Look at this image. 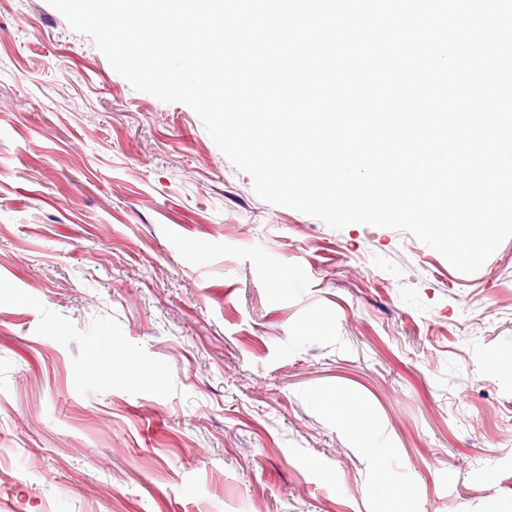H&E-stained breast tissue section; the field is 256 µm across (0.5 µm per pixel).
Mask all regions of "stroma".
<instances>
[{"label":"stroma","mask_w":512,"mask_h":512,"mask_svg":"<svg viewBox=\"0 0 512 512\" xmlns=\"http://www.w3.org/2000/svg\"><path fill=\"white\" fill-rule=\"evenodd\" d=\"M493 356L512 238L466 274L270 204L189 106L0 0V512H390L381 479L409 512H512ZM365 405L360 399H350L336 401V411L341 418L347 422L357 432L363 434L366 431V427L362 421V414L364 412Z\"/></svg>","instance_id":"1"}]
</instances>
